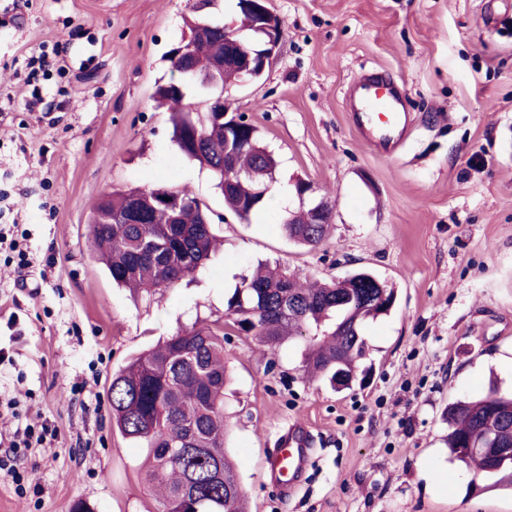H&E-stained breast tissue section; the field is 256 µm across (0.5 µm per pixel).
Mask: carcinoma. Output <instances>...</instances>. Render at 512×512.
Listing matches in <instances>:
<instances>
[{"label": "carcinoma", "mask_w": 512, "mask_h": 512, "mask_svg": "<svg viewBox=\"0 0 512 512\" xmlns=\"http://www.w3.org/2000/svg\"><path fill=\"white\" fill-rule=\"evenodd\" d=\"M211 24L205 44L187 59L192 71L183 78L191 82L223 68L226 23ZM155 95L171 104L173 141L200 165H209L211 152L224 149L229 141L246 146L225 158L224 177H216V189L227 211L249 221L265 204L264 189L273 183L278 166L257 128L246 121L226 130L209 112L184 110V95L164 84L157 85ZM192 133L204 140L196 151L189 142ZM162 195L179 196L188 204L174 219L157 204ZM133 200L139 202L133 222H111ZM205 214L183 190L114 189L94 206L89 228L112 283L152 294L174 287L209 260L217 237L213 225L203 222ZM313 220L306 210L296 224L283 221V232L297 244L316 247L324 241L328 225ZM375 281L374 274L362 270L307 286L287 269L266 264L236 284L225 299V315L238 331L270 350L291 336L313 333L305 370L334 389H347L357 381L365 355L363 324L387 314L395 298L394 289ZM227 382L224 328L219 326L182 330L112 374V421L124 438L148 449L145 480L161 512H243L239 476L225 450ZM499 418L512 419V393L458 401L446 415L449 455L474 464V477L493 480L491 488L502 479L512 485V455L493 467L485 453L493 437L512 448V427L497 426ZM163 448L177 449L178 456L166 458Z\"/></svg>", "instance_id": "obj_1"}]
</instances>
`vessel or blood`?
<instances>
[{
    "label": "vessel or blood",
    "mask_w": 512,
    "mask_h": 512,
    "mask_svg": "<svg viewBox=\"0 0 512 512\" xmlns=\"http://www.w3.org/2000/svg\"><path fill=\"white\" fill-rule=\"evenodd\" d=\"M350 113L354 126L364 138L378 145L391 146L408 133L405 94L396 84L369 72L355 78L350 86ZM312 435L303 426L293 424L281 437L279 448L264 460L270 481L284 491L297 487L307 466Z\"/></svg>",
    "instance_id": "b4317fda"
}]
</instances>
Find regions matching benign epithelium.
<instances>
[{
	"mask_svg": "<svg viewBox=\"0 0 512 512\" xmlns=\"http://www.w3.org/2000/svg\"><path fill=\"white\" fill-rule=\"evenodd\" d=\"M241 7L252 17L253 29L261 41L252 52L243 54L230 50L224 56V66L236 71L238 78L261 76L275 57L280 45L282 21L267 6V0H241Z\"/></svg>",
	"mask_w": 512,
	"mask_h": 512,
	"instance_id": "1",
	"label": "benign epithelium"
}]
</instances>
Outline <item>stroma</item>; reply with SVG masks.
<instances>
[{
  "instance_id": "obj_1",
  "label": "stroma",
  "mask_w": 512,
  "mask_h": 512,
  "mask_svg": "<svg viewBox=\"0 0 512 512\" xmlns=\"http://www.w3.org/2000/svg\"><path fill=\"white\" fill-rule=\"evenodd\" d=\"M195 0H0V512H160L145 449L113 429L112 373L193 325L225 323L224 297L261 263L300 277L372 271L396 291L363 329L369 373L306 380V337L270 350L228 331L227 447L248 512H512V487L476 491L448 454L445 411L512 391V0H269L279 52L224 88L278 160L279 201L225 212L210 171L172 140L154 93ZM54 59L48 73L30 60ZM403 85L410 133L386 152L349 117L363 71ZM310 183L299 196L295 185ZM185 189L223 244L156 295L112 284L91 247L92 208L115 188ZM325 200V241H289V212ZM314 439L300 488L263 461L291 423Z\"/></svg>"
}]
</instances>
